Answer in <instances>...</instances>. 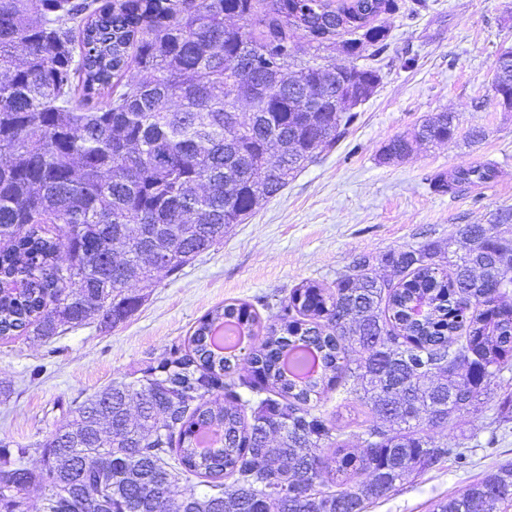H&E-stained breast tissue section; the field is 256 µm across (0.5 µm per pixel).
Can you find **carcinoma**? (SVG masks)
I'll list each match as a JSON object with an SVG mask.
<instances>
[{
    "label": "carcinoma",
    "mask_w": 512,
    "mask_h": 512,
    "mask_svg": "<svg viewBox=\"0 0 512 512\" xmlns=\"http://www.w3.org/2000/svg\"><path fill=\"white\" fill-rule=\"evenodd\" d=\"M399 0H0V333L49 338L93 317L115 325L138 307L131 283L179 273L224 241L264 200L334 146L368 100ZM344 64L296 59L306 38ZM512 107V51L499 55ZM251 104L248 119L237 112ZM456 131L439 112L394 137L399 160ZM479 165L440 177L455 193L488 182ZM54 225L49 232L44 225ZM512 210L464 224L469 247L444 256L423 243L362 254L334 286L303 284L281 302L279 327L251 349L252 376L214 348L218 323L255 336L245 305L209 314L191 353L86 398L42 441L0 439V512H366L414 471L463 448L434 439L452 416L502 387L512 367V307L486 284L512 287ZM165 259L163 265L153 257ZM391 269L380 279L374 266ZM360 357L351 360L348 346ZM336 392L372 418L361 449L317 403ZM137 416L131 417V406ZM42 468L26 467L31 451ZM365 475L364 481H356ZM204 490L179 497L190 477ZM505 463L434 512H501Z\"/></svg>",
    "instance_id": "obj_1"
}]
</instances>
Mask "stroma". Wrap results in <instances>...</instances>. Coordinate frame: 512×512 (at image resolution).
I'll return each instance as SVG.
<instances>
[{
  "label": "stroma",
  "mask_w": 512,
  "mask_h": 512,
  "mask_svg": "<svg viewBox=\"0 0 512 512\" xmlns=\"http://www.w3.org/2000/svg\"><path fill=\"white\" fill-rule=\"evenodd\" d=\"M428 3L414 16L378 18L389 31L387 47L358 62L379 67L382 82L359 106L357 123L181 273L161 272L152 287H131L142 303L125 321L66 325L49 339L0 338V439H44L85 397L140 376L171 346L188 347L215 308L248 304L268 326L293 288L333 286L358 255L424 242L460 253L461 225L512 209V112L501 108L491 84L498 56L512 49V0ZM442 111L456 117L452 138L401 161H380L391 138ZM474 129L482 140H471ZM486 161L496 174L483 186L455 194L434 189L435 177ZM493 432L497 442L485 447ZM433 436L470 449L469 464L447 460L412 473L367 512H433L437 501L512 461V408L476 403Z\"/></svg>",
  "instance_id": "1"
}]
</instances>
